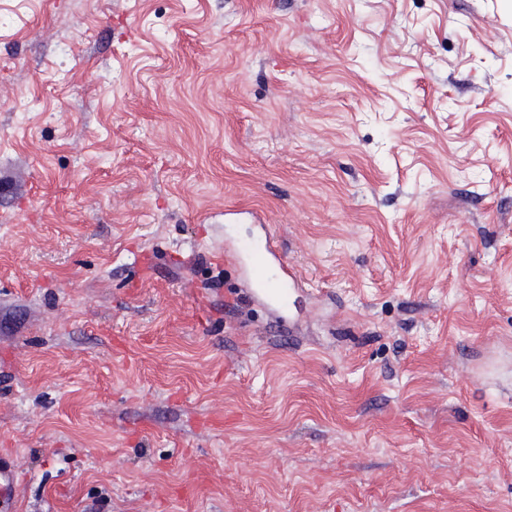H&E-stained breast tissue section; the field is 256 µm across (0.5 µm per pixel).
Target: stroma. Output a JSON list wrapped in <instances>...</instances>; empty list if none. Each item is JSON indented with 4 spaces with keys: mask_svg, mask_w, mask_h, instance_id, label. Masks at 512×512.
<instances>
[{
    "mask_svg": "<svg viewBox=\"0 0 512 512\" xmlns=\"http://www.w3.org/2000/svg\"><path fill=\"white\" fill-rule=\"evenodd\" d=\"M2 463L0 512H512V0H0ZM254 267V280L258 294H271L287 302L295 291L304 287V281L297 272L284 265L280 258L279 246L276 237L268 233L260 248L251 250ZM275 285V288H269Z\"/></svg>",
    "mask_w": 512,
    "mask_h": 512,
    "instance_id": "35a3bbf8",
    "label": "stroma"
}]
</instances>
